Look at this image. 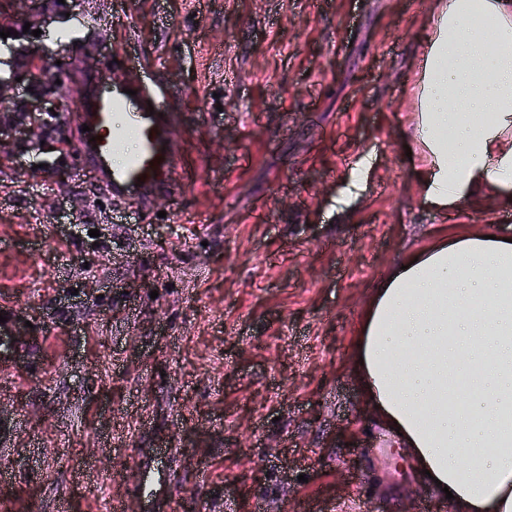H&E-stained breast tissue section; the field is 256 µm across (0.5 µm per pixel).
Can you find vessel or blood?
Masks as SVG:
<instances>
[{
	"instance_id": "1",
	"label": "vessel or blood",
	"mask_w": 512,
	"mask_h": 512,
	"mask_svg": "<svg viewBox=\"0 0 512 512\" xmlns=\"http://www.w3.org/2000/svg\"><path fill=\"white\" fill-rule=\"evenodd\" d=\"M176 120L163 96L113 68L107 83L87 86L74 116L82 129L78 150L84 169L114 203L134 199L149 209L156 196L175 188Z\"/></svg>"
}]
</instances>
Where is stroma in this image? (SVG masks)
I'll list each match as a JSON object with an SVG mask.
<instances>
[{"instance_id": "stroma-1", "label": "stroma", "mask_w": 512, "mask_h": 512, "mask_svg": "<svg viewBox=\"0 0 512 512\" xmlns=\"http://www.w3.org/2000/svg\"><path fill=\"white\" fill-rule=\"evenodd\" d=\"M433 7L26 0L13 100L57 111L42 145L0 143V313L40 339L25 370L0 362V512H451L352 369L406 257L512 235L489 194L429 208L406 155ZM34 50L36 86L16 61ZM116 63L179 115L178 190L146 212L103 198L71 126Z\"/></svg>"}]
</instances>
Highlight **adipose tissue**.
<instances>
[{
  "instance_id": "ef3b65f1",
  "label": "adipose tissue",
  "mask_w": 512,
  "mask_h": 512,
  "mask_svg": "<svg viewBox=\"0 0 512 512\" xmlns=\"http://www.w3.org/2000/svg\"><path fill=\"white\" fill-rule=\"evenodd\" d=\"M417 96L423 201L512 207V0H437ZM355 356L378 423L453 512H512V243L468 234L406 259Z\"/></svg>"
}]
</instances>
